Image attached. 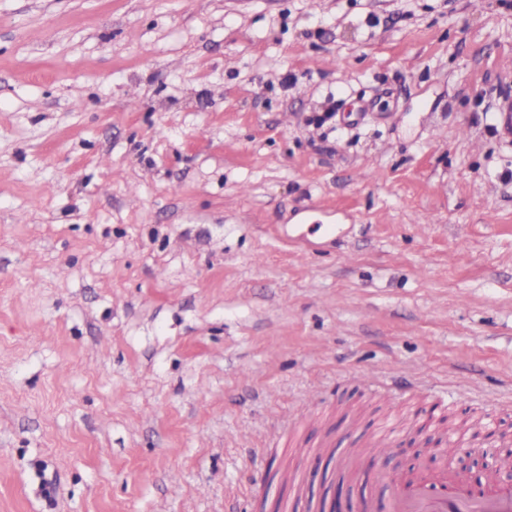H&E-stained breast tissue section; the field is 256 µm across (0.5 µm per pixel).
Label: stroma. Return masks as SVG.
<instances>
[{
	"label": "stroma",
	"instance_id": "stroma-1",
	"mask_svg": "<svg viewBox=\"0 0 512 512\" xmlns=\"http://www.w3.org/2000/svg\"><path fill=\"white\" fill-rule=\"evenodd\" d=\"M507 52L512 0H0V512H328L388 419L512 429Z\"/></svg>",
	"mask_w": 512,
	"mask_h": 512
}]
</instances>
